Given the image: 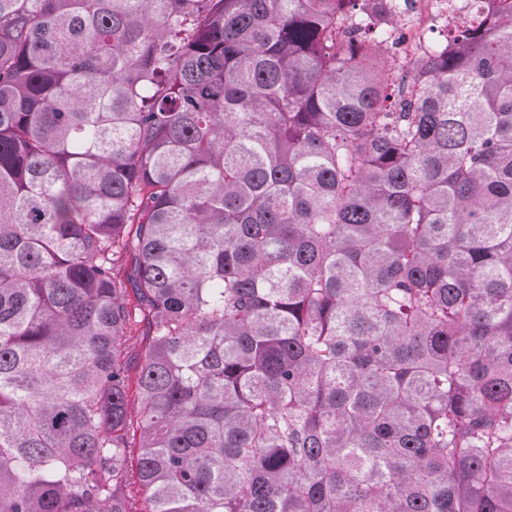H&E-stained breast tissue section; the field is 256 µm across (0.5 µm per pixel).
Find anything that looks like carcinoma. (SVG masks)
<instances>
[{"label":"carcinoma","mask_w":512,"mask_h":512,"mask_svg":"<svg viewBox=\"0 0 512 512\" xmlns=\"http://www.w3.org/2000/svg\"><path fill=\"white\" fill-rule=\"evenodd\" d=\"M476 2L398 100L397 0H0V512H512Z\"/></svg>","instance_id":"carcinoma-1"}]
</instances>
